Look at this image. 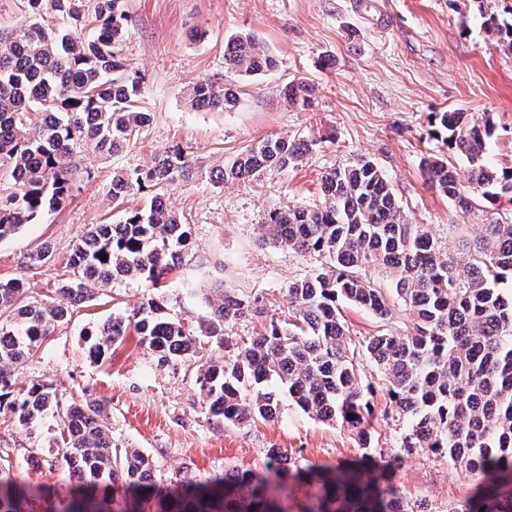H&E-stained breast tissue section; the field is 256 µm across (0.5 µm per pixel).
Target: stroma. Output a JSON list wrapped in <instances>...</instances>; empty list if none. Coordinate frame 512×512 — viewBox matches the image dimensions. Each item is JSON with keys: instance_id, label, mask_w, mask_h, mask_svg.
I'll use <instances>...</instances> for the list:
<instances>
[{"instance_id": "1", "label": "stroma", "mask_w": 512, "mask_h": 512, "mask_svg": "<svg viewBox=\"0 0 512 512\" xmlns=\"http://www.w3.org/2000/svg\"><path fill=\"white\" fill-rule=\"evenodd\" d=\"M120 2L129 26L123 54L143 77L137 103L153 120L133 147L78 161L72 198L61 210L0 240V276L19 272L25 257L51 245V260L27 275L32 298L57 276L87 225L116 223L125 211L146 206L138 193L113 206L108 194L113 170L150 165L176 144L187 148L197 165L212 168L268 135L320 140L301 166L268 171L259 181L214 185L193 179L171 192L170 203L186 216L191 239L160 303L192 329L208 318L209 302L224 286L258 294L268 314L283 309V290L316 262L287 246L263 243L257 226L286 202H322V173L358 157L375 160L408 219L429 225L441 240H448L452 224L473 238L482 225L512 218L507 195L492 197L462 185L475 200L464 213L423 173L424 158L443 148L432 136L431 115L455 109L491 116L495 132L487 156L497 167H512V45L492 39L484 25L489 15L512 20V0ZM238 33L265 44L276 68L238 80L240 102L233 110L192 109L184 89L223 73L224 40ZM294 80L314 87L309 107L286 102L282 89ZM146 294L139 281L101 288L44 341L41 359L22 369L20 382L42 379L77 400L108 401L114 443L148 455L165 482L187 472H260L272 448L301 465H343L358 456L347 432L286 402L268 423L234 426L210 418L196 384L199 363L157 365L137 336L111 348L104 362L90 361L89 325L133 314ZM60 431L59 418L49 416L37 435H28L2 409L0 456L9 455L22 479L61 486L65 474L53 456ZM395 481L437 512H448L450 503L471 491L447 462L423 453L407 458Z\"/></svg>"}]
</instances>
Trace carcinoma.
<instances>
[{
  "mask_svg": "<svg viewBox=\"0 0 512 512\" xmlns=\"http://www.w3.org/2000/svg\"><path fill=\"white\" fill-rule=\"evenodd\" d=\"M24 2L21 23L0 29V180L10 189L0 194V239L65 203L73 159L128 149L152 120L135 106L140 77L122 54L128 27L120 0ZM485 26L499 40L512 37V24L490 17ZM276 66L254 36L231 37L224 76L196 82L188 100L198 110H232L239 98L226 79ZM312 94L304 81L284 88L287 100L302 107ZM434 132L466 160L471 188L512 193V168L496 171L487 161L490 117L438 112ZM317 144L315 137H264L210 171L173 147L145 168L117 170L112 202L145 192L144 209L119 224L89 225L38 302L30 300L24 276L0 279V409L13 412L30 435L44 417L58 415L66 436L55 442L56 462L68 473L65 493L36 491L0 464V512H281L279 497L291 478L315 488L300 512H433L379 481L420 452L448 461L480 487L478 497L448 512H512V293L500 288L512 278V220L485 224L479 240L447 250L428 225L409 222L372 160L323 172L321 204H288L258 225L262 238L320 266L288 285L287 312L270 316L256 335L226 333L261 313L258 298L234 288L220 289L198 333L162 315L149 294L134 316L114 315L85 335L95 360L134 332L159 365L199 361L200 388L215 419L271 421L286 392L306 414L349 433L380 476L315 463L287 468V456L271 448L261 476L233 469L200 479L184 474L175 489L163 490L146 455L113 444L106 403L68 402L46 380L18 384L20 369L48 336L101 287L127 279L151 291L167 287L189 237V224L167 204L173 187L193 178L257 181L271 169L301 164ZM425 170L461 211L471 208L473 198L462 193L447 159L431 156ZM346 304L386 325L351 335ZM397 305L414 314L403 332L387 324ZM367 361L374 367L369 375ZM389 422L398 434L385 451L377 428Z\"/></svg>",
  "mask_w": 512,
  "mask_h": 512,
  "instance_id": "cac0c4a2",
  "label": "carcinoma"
}]
</instances>
